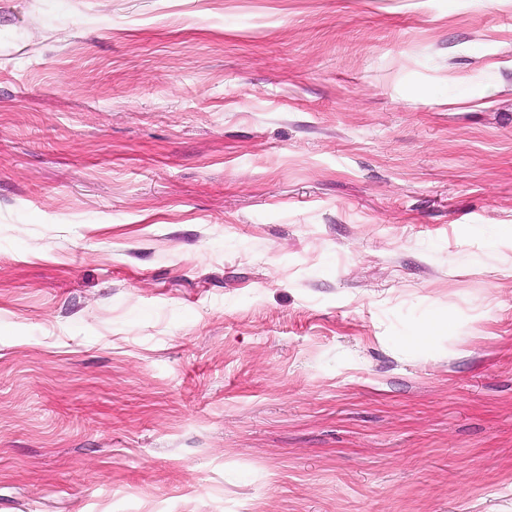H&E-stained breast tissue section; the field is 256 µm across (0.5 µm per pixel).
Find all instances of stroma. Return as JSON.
<instances>
[{
	"label": "stroma",
	"instance_id": "obj_1",
	"mask_svg": "<svg viewBox=\"0 0 512 512\" xmlns=\"http://www.w3.org/2000/svg\"><path fill=\"white\" fill-rule=\"evenodd\" d=\"M0 512H512V0H0Z\"/></svg>",
	"mask_w": 512,
	"mask_h": 512
}]
</instances>
